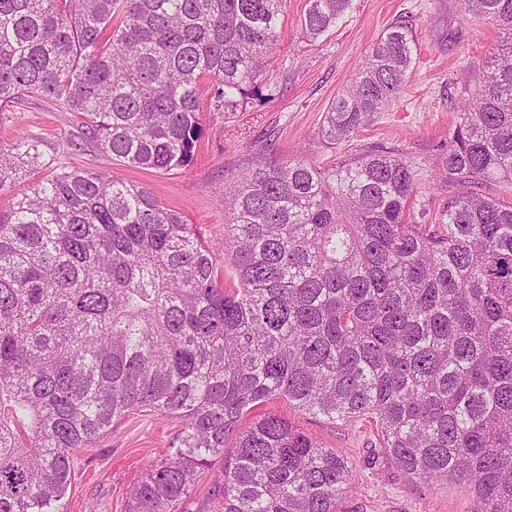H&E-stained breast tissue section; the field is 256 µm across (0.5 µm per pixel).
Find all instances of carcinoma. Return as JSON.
<instances>
[{
    "instance_id": "obj_1",
    "label": "carcinoma",
    "mask_w": 512,
    "mask_h": 512,
    "mask_svg": "<svg viewBox=\"0 0 512 512\" xmlns=\"http://www.w3.org/2000/svg\"><path fill=\"white\" fill-rule=\"evenodd\" d=\"M287 0H0V105L41 97L123 166H191L202 116L274 99ZM503 30L473 69L461 122L431 171L371 148L321 168L253 150L205 241L143 186L0 144V512H64L80 450L148 410L182 423L142 470L128 512H186L224 457L206 512H339L348 458L264 414L280 398L327 420L369 418L423 483L453 481L480 512H512V0H459ZM351 0H308L305 38ZM415 30L399 17L336 94L320 131L349 138L403 91ZM235 445L225 452L226 440ZM47 174L48 173L46 171H41L40 173L22 177V179L15 180L13 183H6L0 189V208H10L18 196L23 192H26L34 182L45 178ZM224 467V459L217 456L212 459V464L208 470L202 474L194 488L191 499L186 503V508L190 512L202 511L203 506L207 503L210 489L215 478L220 475Z\"/></svg>"
}]
</instances>
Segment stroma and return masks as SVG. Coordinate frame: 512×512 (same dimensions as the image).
I'll use <instances>...</instances> for the list:
<instances>
[{
    "label": "stroma",
    "instance_id": "35a3bbf8",
    "mask_svg": "<svg viewBox=\"0 0 512 512\" xmlns=\"http://www.w3.org/2000/svg\"><path fill=\"white\" fill-rule=\"evenodd\" d=\"M307 0H288L268 76L275 98L224 121L205 117V134L193 164L159 173L112 162L83 146L73 113L31 98L0 108V143L26 132L62 162L147 187L164 205L198 225L205 240L224 238V189L254 145L271 156H300L320 166L340 163L374 146L399 149L422 173H430L461 120L459 98L471 80V63H484L502 43L497 25L466 19L458 0H352L335 28L307 42L300 18ZM416 31L415 65L402 93L366 120L347 141L325 146L319 137L337 92L398 16ZM300 425L315 441L348 457L351 490L340 512H477L476 500L454 482L423 483L402 472L364 421L300 417L280 399L264 403ZM181 428L178 421L137 412L113 424L76 460L65 498L68 512H126L129 490L149 461L163 455Z\"/></svg>",
    "mask_w": 512,
    "mask_h": 512
}]
</instances>
